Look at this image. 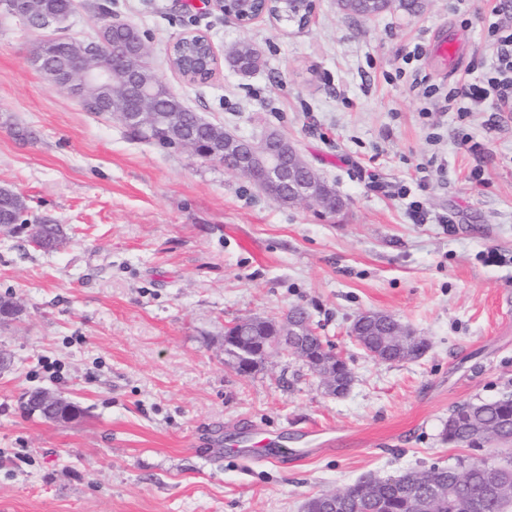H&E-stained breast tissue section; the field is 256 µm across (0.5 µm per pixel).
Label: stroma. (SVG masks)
Here are the masks:
<instances>
[{
	"instance_id": "stroma-1",
	"label": "stroma",
	"mask_w": 512,
	"mask_h": 512,
	"mask_svg": "<svg viewBox=\"0 0 512 512\" xmlns=\"http://www.w3.org/2000/svg\"><path fill=\"white\" fill-rule=\"evenodd\" d=\"M99 2L77 0L62 31L0 12V187L24 197L27 218L70 227L49 253L0 233V297L20 308L0 323V512H304L359 478L470 456L441 439L450 411L512 394V112L445 109L459 74L411 53L444 28L469 44L464 66H480L497 0L369 19L315 0L308 26L267 16L244 29L207 0H109L187 107L243 138L288 136L344 198L335 215L132 139L51 88L33 47L92 40ZM191 32L223 61L210 83L168 62ZM244 39L262 51L249 76L224 62ZM296 305L350 368L344 395L295 357L232 368L225 326ZM367 311L393 315L426 352L372 360L350 333ZM35 389L82 417L26 413Z\"/></svg>"
}]
</instances>
